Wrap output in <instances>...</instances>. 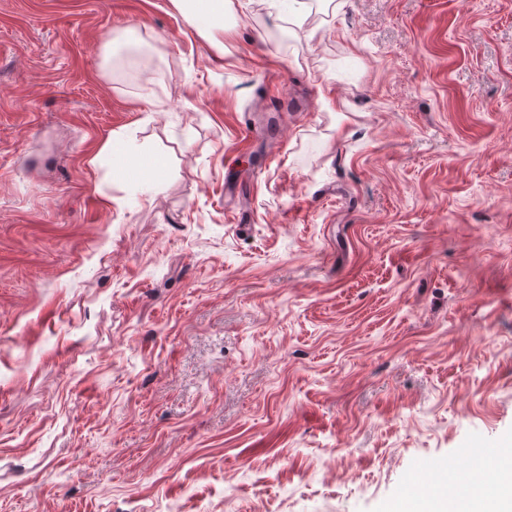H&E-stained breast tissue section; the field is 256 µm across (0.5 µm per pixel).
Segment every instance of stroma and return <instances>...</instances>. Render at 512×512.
Returning a JSON list of instances; mask_svg holds the SVG:
<instances>
[{"mask_svg":"<svg viewBox=\"0 0 512 512\" xmlns=\"http://www.w3.org/2000/svg\"><path fill=\"white\" fill-rule=\"evenodd\" d=\"M0 0V512H393L512 445V0ZM181 9L189 11L192 16L195 15L199 7H204L208 23L206 30L216 29L224 25V6L228 0H174ZM426 487L419 481H410L399 497L398 509L400 512H417L418 504L424 500Z\"/></svg>","mask_w":512,"mask_h":512,"instance_id":"stroma-1","label":"stroma"}]
</instances>
